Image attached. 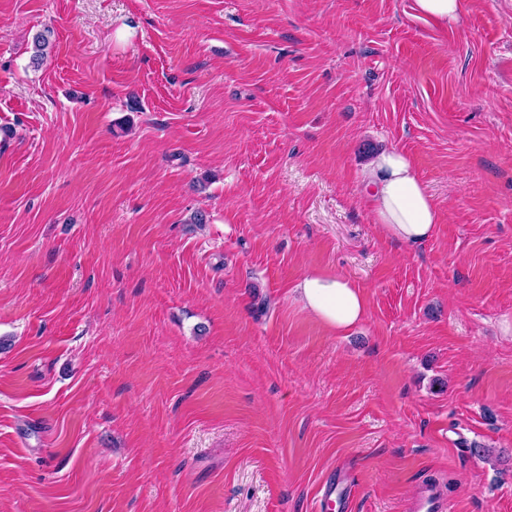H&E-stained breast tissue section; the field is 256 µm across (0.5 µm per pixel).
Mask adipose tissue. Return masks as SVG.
Wrapping results in <instances>:
<instances>
[{
  "mask_svg": "<svg viewBox=\"0 0 512 512\" xmlns=\"http://www.w3.org/2000/svg\"><path fill=\"white\" fill-rule=\"evenodd\" d=\"M361 183L372 221L386 238L412 247L433 237L438 206L403 150L392 147L375 154L361 174ZM296 292L304 309L338 335L347 333L366 314L363 293L339 274L308 272Z\"/></svg>",
  "mask_w": 512,
  "mask_h": 512,
  "instance_id": "ef3b65f1",
  "label": "adipose tissue"
}]
</instances>
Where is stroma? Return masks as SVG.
Wrapping results in <instances>:
<instances>
[{"instance_id": "obj_1", "label": "stroma", "mask_w": 512, "mask_h": 512, "mask_svg": "<svg viewBox=\"0 0 512 512\" xmlns=\"http://www.w3.org/2000/svg\"><path fill=\"white\" fill-rule=\"evenodd\" d=\"M461 5L0 0V512H316L334 470L512 512V0ZM393 146L415 247L361 202ZM415 9L434 22L448 26L459 19V0H414ZM361 183L372 222L386 238L412 247L434 236L438 206L403 150L392 147L375 154ZM295 289L303 308L332 333L345 334L365 317L363 293L342 275L310 271Z\"/></svg>"}]
</instances>
